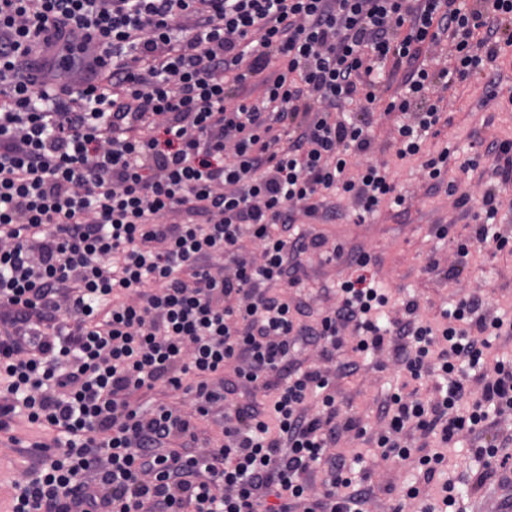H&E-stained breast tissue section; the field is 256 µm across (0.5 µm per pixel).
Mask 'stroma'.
<instances>
[{"label":"stroma","instance_id":"35a3bbf8","mask_svg":"<svg viewBox=\"0 0 512 512\" xmlns=\"http://www.w3.org/2000/svg\"><path fill=\"white\" fill-rule=\"evenodd\" d=\"M436 96L442 97L447 121L440 124L437 137L426 146L437 152L449 149L446 182L438 190L429 183L418 164H399L395 158L393 136L400 113H385L383 104L372 109L373 144L364 160L388 164L396 191L404 195L407 214L381 207L366 222H358L349 202L341 207L347 216L332 224L298 218L297 223L307 238L324 240L327 246L339 245L344 251L363 249L375 267L376 277L390 288L394 303L406 297L418 298L423 319L439 320L443 309L473 290H481L487 306L503 318H512V252L493 247L472 249L468 257L458 253L468 243L485 214L482 195L495 186L500 206L491 231L512 237V181H503L493 171L494 160L486 154L487 145L495 140L512 138V61L503 60L496 70H485L470 80L437 85ZM457 184L471 195L467 206H459L449 196V184ZM446 236H439L440 227ZM459 268L453 279H446L449 268ZM347 272L346 259L333 262L310 251L303 259L299 273L300 289L311 296L315 307H327L324 289L333 287ZM399 382L394 367L379 369L364 363L351 376L332 377V389L342 409L360 418L368 434L378 431V402L393 391ZM346 448L357 455L352 465L353 476L369 474L375 495L367 505L369 512H420L419 500L406 498L404 487L417 472L416 458L382 460L380 451L367 438L347 435ZM35 463L20 448L0 444V512H7L13 494L12 481L22 479Z\"/></svg>","mask_w":512,"mask_h":512}]
</instances>
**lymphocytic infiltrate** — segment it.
<instances>
[{"label":"lymphocytic infiltrate","instance_id":"1","mask_svg":"<svg viewBox=\"0 0 512 512\" xmlns=\"http://www.w3.org/2000/svg\"><path fill=\"white\" fill-rule=\"evenodd\" d=\"M445 33L467 81L512 48V0H0V441L39 451L10 512H364L373 490L341 440L366 430L300 343L345 374L395 360L376 443L417 456L443 507L455 484L435 478L463 433L495 461L475 488L512 472V361L480 293L441 323L411 297L386 323L360 253L321 314L288 296L310 249L296 214L405 202L386 167L350 170L382 64L404 74L382 101L408 117L397 158L443 182L420 57ZM414 432L438 451L415 455Z\"/></svg>","mask_w":512,"mask_h":512}]
</instances>
